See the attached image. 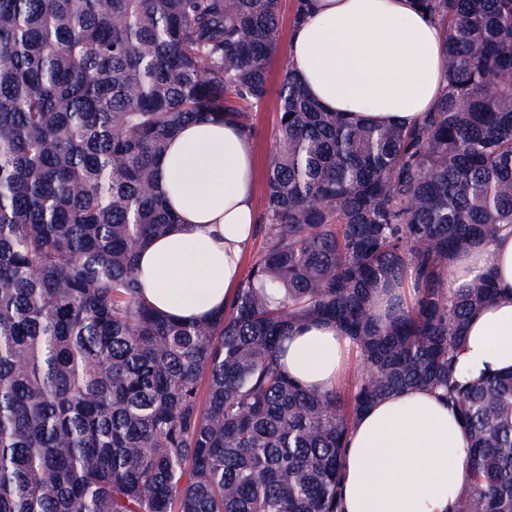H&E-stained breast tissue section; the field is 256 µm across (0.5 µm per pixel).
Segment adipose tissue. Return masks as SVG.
<instances>
[{
	"label": "adipose tissue",
	"mask_w": 512,
	"mask_h": 512,
	"mask_svg": "<svg viewBox=\"0 0 512 512\" xmlns=\"http://www.w3.org/2000/svg\"><path fill=\"white\" fill-rule=\"evenodd\" d=\"M442 33L414 0H315L293 31L286 55L293 74L325 108L370 123L410 126L431 112L444 89ZM179 218L138 252L143 293L157 310L203 320L238 288L241 258L254 233V153L232 122L201 119L171 138L158 169ZM491 273L498 295L469 320L460 356L464 380L512 370V224L456 258L452 288ZM281 359L308 388H336L356 345L339 328L294 329ZM469 434L426 389L387 396L349 433L345 512H453L463 491Z\"/></svg>",
	"instance_id": "obj_1"
}]
</instances>
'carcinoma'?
Listing matches in <instances>:
<instances>
[{
	"mask_svg": "<svg viewBox=\"0 0 512 512\" xmlns=\"http://www.w3.org/2000/svg\"><path fill=\"white\" fill-rule=\"evenodd\" d=\"M415 2L444 32L433 112L373 125L286 72L262 250L224 309L179 322L137 276L176 223L157 164L197 118L254 134L281 0H0V512H343L355 419L415 388L470 436L455 512H512V371L465 384L458 361L496 288L446 282L512 224V0ZM319 320L359 350L347 394L281 369Z\"/></svg>",
	"mask_w": 512,
	"mask_h": 512,
	"instance_id": "carcinoma-1",
	"label": "carcinoma"
}]
</instances>
